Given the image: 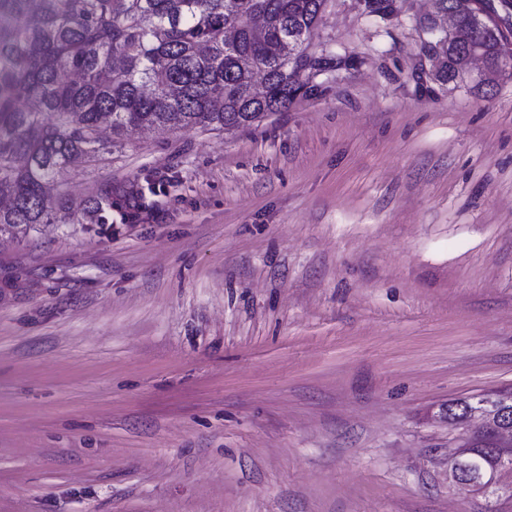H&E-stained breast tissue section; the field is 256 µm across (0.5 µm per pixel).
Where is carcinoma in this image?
<instances>
[{"label":"carcinoma","mask_w":512,"mask_h":512,"mask_svg":"<svg viewBox=\"0 0 512 512\" xmlns=\"http://www.w3.org/2000/svg\"><path fill=\"white\" fill-rule=\"evenodd\" d=\"M396 0H363L389 20ZM327 0H0V233L17 235L54 224L51 183L77 159L101 152L108 123L129 129L236 130L253 126L293 100L302 86L308 41ZM264 28L254 30V15ZM474 43L497 58L493 32L473 28ZM302 48L288 60L285 38ZM437 55L434 80L453 81L468 48L424 46ZM268 91L252 94L253 76ZM105 193L74 212L79 224H103L112 211ZM472 398L448 401L461 421Z\"/></svg>","instance_id":"carcinoma-1"}]
</instances>
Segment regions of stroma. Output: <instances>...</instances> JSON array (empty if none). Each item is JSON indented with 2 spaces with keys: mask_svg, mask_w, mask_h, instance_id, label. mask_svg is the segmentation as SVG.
Instances as JSON below:
<instances>
[{
  "mask_svg": "<svg viewBox=\"0 0 512 512\" xmlns=\"http://www.w3.org/2000/svg\"><path fill=\"white\" fill-rule=\"evenodd\" d=\"M328 0L343 58L258 125L115 138L0 240V512H512L448 400L512 386V79L420 67L429 0ZM112 206V194L105 193L97 200L83 204L74 216L78 224H107L104 213L112 212Z\"/></svg>",
  "mask_w": 512,
  "mask_h": 512,
  "instance_id": "1",
  "label": "stroma"
}]
</instances>
